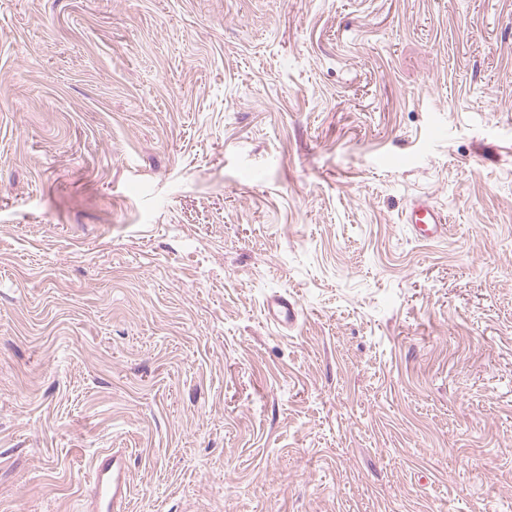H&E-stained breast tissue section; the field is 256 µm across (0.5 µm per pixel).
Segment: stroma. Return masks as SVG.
<instances>
[{
	"mask_svg": "<svg viewBox=\"0 0 512 512\" xmlns=\"http://www.w3.org/2000/svg\"><path fill=\"white\" fill-rule=\"evenodd\" d=\"M105 448L130 512H512V0H0V512ZM403 223L409 225L415 236L427 240H441L448 232L447 215L425 196L412 200Z\"/></svg>",
	"mask_w": 512,
	"mask_h": 512,
	"instance_id": "stroma-1",
	"label": "stroma"
}]
</instances>
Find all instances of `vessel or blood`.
Masks as SVG:
<instances>
[{
	"label": "vessel or blood",
	"mask_w": 512,
	"mask_h": 512,
	"mask_svg": "<svg viewBox=\"0 0 512 512\" xmlns=\"http://www.w3.org/2000/svg\"><path fill=\"white\" fill-rule=\"evenodd\" d=\"M415 236L440 240L448 232V217L424 196L412 200L404 217ZM127 457L107 448L92 460L83 494L84 512H125L130 493Z\"/></svg>",
	"instance_id": "obj_1"
}]
</instances>
